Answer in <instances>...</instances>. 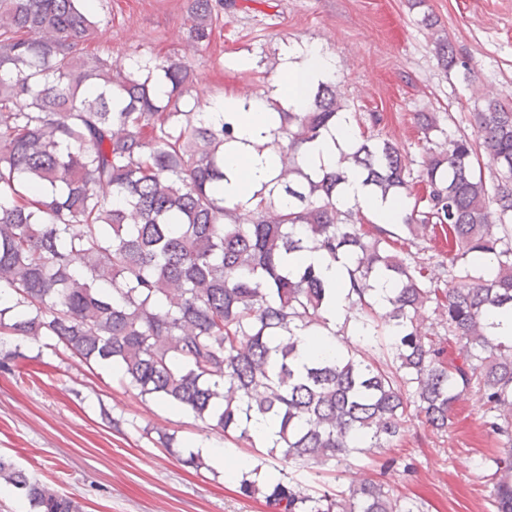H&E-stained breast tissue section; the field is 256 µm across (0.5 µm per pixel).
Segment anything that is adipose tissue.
<instances>
[{
  "label": "adipose tissue",
  "instance_id": "adipose-tissue-1",
  "mask_svg": "<svg viewBox=\"0 0 512 512\" xmlns=\"http://www.w3.org/2000/svg\"><path fill=\"white\" fill-rule=\"evenodd\" d=\"M335 66L332 58L319 46L291 44L282 52L280 74L273 83L276 97L283 108L303 111L310 93L321 82L333 79ZM240 114L238 140L225 150L224 197L237 202L258 204L261 190L274 173L275 153L268 150L267 142L277 127L274 110L259 101L247 100L237 95H227L215 100L208 108L211 119L217 120L227 113ZM358 129L351 113H343L331 132L306 145L304 159L309 168L329 167L335 164L341 150L347 149L357 139ZM342 194L347 203L358 206L371 222L396 223L405 207L402 198H382L364 185L358 171L346 173ZM303 263L320 267L333 289L323 316L329 325H336L344 316L346 269L344 260L327 262L320 253L309 251L302 255Z\"/></svg>",
  "mask_w": 512,
  "mask_h": 512
}]
</instances>
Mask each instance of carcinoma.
<instances>
[{
  "label": "carcinoma",
  "instance_id": "carcinoma-1",
  "mask_svg": "<svg viewBox=\"0 0 512 512\" xmlns=\"http://www.w3.org/2000/svg\"><path fill=\"white\" fill-rule=\"evenodd\" d=\"M85 0H0V335L49 336L86 363L110 364L142 397L216 422L255 447L254 418L279 425L269 452L301 467L336 468L400 439L412 409L435 434L463 397L484 410L501 455L488 475L496 512H512V343L488 319L512 305V104L472 113L475 134L448 135L420 112L422 168L371 133L341 154L382 196L422 186L397 224L339 208L344 173L303 166L306 142L342 110L322 83L304 112L278 113L267 146L280 167L246 210L224 199V145L236 119L185 109L186 61L86 57L98 21ZM192 0L189 37L209 44L215 6ZM448 68V37L435 41ZM444 134L439 143L431 134ZM488 158L491 181L477 172ZM399 242L405 246L397 249ZM347 257L343 323L364 331L341 354L298 366L299 343L326 326L331 289L307 251ZM490 254L488 272L476 262ZM433 267L446 278L429 276ZM392 284L376 310L377 278ZM458 363L443 359V337ZM0 481L34 512H79L67 495L0 458ZM239 494L278 512H413L384 484L306 494L283 476L240 480Z\"/></svg>",
  "mask_w": 512,
  "mask_h": 512
}]
</instances>
